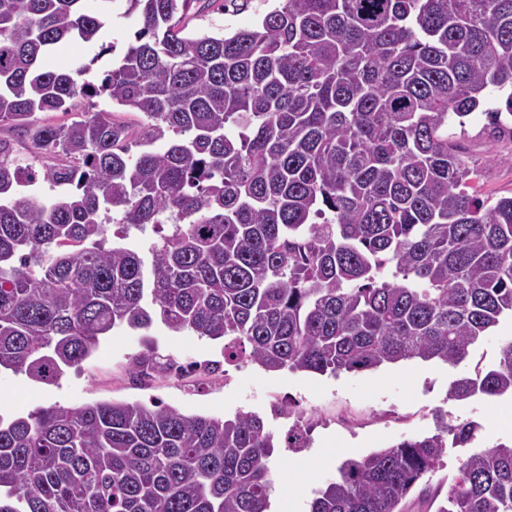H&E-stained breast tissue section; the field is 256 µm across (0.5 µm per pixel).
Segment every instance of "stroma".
Wrapping results in <instances>:
<instances>
[{"label":"stroma","instance_id":"obj_1","mask_svg":"<svg viewBox=\"0 0 512 512\" xmlns=\"http://www.w3.org/2000/svg\"><path fill=\"white\" fill-rule=\"evenodd\" d=\"M263 0L226 13L221 0H194L185 18L190 34L242 29L257 24ZM504 100L488 88L480 108L465 122H450L448 137L462 145L476 169L474 187L481 198L512 196V138L493 140L483 132L484 112ZM512 340V320L503 319L460 366L411 360L361 373L338 376L267 371L254 363L224 362V344L191 330L171 331L161 321L146 330L123 328L106 337L79 366L66 369L59 383L47 385L25 374L0 370V418L10 420L53 405L78 407L96 401L158 403L187 414L231 417L240 411L260 415L274 433L272 479L284 500L311 503L319 489L337 476L348 459H356L405 438L434 431L436 409L450 423H478L480 446L512 440V400L448 399L452 380L476 365H492L502 342ZM155 355L176 370L138 380L135 359ZM308 428L307 444L290 448L285 434L294 420ZM457 469L455 453L412 488L402 503L405 512H436Z\"/></svg>","mask_w":512,"mask_h":512}]
</instances>
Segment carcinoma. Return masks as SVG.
Returning <instances> with one entry per match:
<instances>
[{
    "mask_svg": "<svg viewBox=\"0 0 512 512\" xmlns=\"http://www.w3.org/2000/svg\"><path fill=\"white\" fill-rule=\"evenodd\" d=\"M116 0H0V124L50 157L24 169L0 139V369L50 384L122 327L160 319L266 371L330 374L419 359L450 367L512 318V196L471 193L448 121L512 89V0H281L251 28L184 34L192 0H125L141 28L119 62L51 70L99 40ZM140 111L138 132L77 97ZM487 132L512 137L501 112ZM167 140L161 151L150 149ZM138 152H132V149ZM59 189L38 200L24 181ZM174 218L163 233L162 216ZM159 236L149 258L106 246ZM512 398V341L448 399ZM339 467L311 512H400L459 449L438 512H512V441L478 424ZM275 436L262 417L98 402L0 417V512H267ZM99 48L91 44L73 39L43 59V65L49 69H66L78 61L89 62ZM74 103L75 108L68 114H64L63 112H47L40 114V116L46 122L52 124L70 123L77 113L86 112L90 104L94 103L96 106L93 111L99 109L111 110L118 120L128 123L133 129H137L139 122L142 120L141 114L136 109L126 106H114L111 108L102 97L93 98L92 100L78 97L74 99Z\"/></svg>",
    "mask_w": 512,
    "mask_h": 512,
    "instance_id": "obj_1",
    "label": "carcinoma"
}]
</instances>
